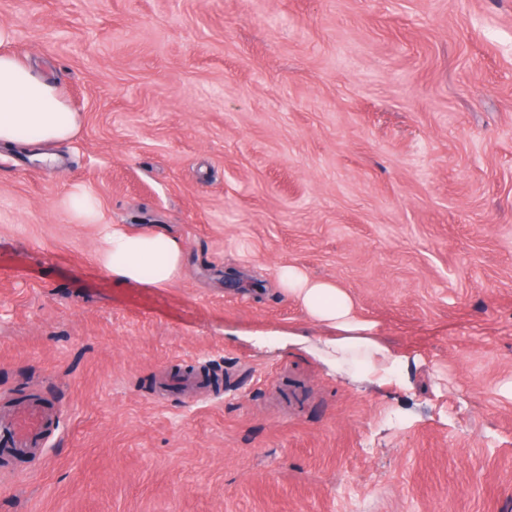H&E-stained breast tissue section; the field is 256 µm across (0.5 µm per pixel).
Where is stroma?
Returning <instances> with one entry per match:
<instances>
[{
	"instance_id": "obj_1",
	"label": "stroma",
	"mask_w": 512,
	"mask_h": 512,
	"mask_svg": "<svg viewBox=\"0 0 512 512\" xmlns=\"http://www.w3.org/2000/svg\"><path fill=\"white\" fill-rule=\"evenodd\" d=\"M82 114L0 147V406L54 404L0 512H512V0H0ZM184 247L122 283L97 224ZM409 367L334 372L280 267ZM63 208L78 224H102L99 219L98 201L86 186L76 185L62 202Z\"/></svg>"
}]
</instances>
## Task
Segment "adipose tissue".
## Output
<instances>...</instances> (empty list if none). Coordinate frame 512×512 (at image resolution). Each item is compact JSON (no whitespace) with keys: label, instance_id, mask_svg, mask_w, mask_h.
Returning a JSON list of instances; mask_svg holds the SVG:
<instances>
[{"label":"adipose tissue","instance_id":"ef3b65f1","mask_svg":"<svg viewBox=\"0 0 512 512\" xmlns=\"http://www.w3.org/2000/svg\"><path fill=\"white\" fill-rule=\"evenodd\" d=\"M13 34L0 26V146H40L71 141L81 116L54 82L37 75L10 52ZM100 261L113 278L165 287L182 269L180 241L159 232H131L113 226L105 233ZM278 286L297 301L308 320L324 328L309 350L330 369L385 374L407 365L374 334V325L358 316L350 293L335 282L313 278L294 266L281 267Z\"/></svg>","mask_w":512,"mask_h":512}]
</instances>
